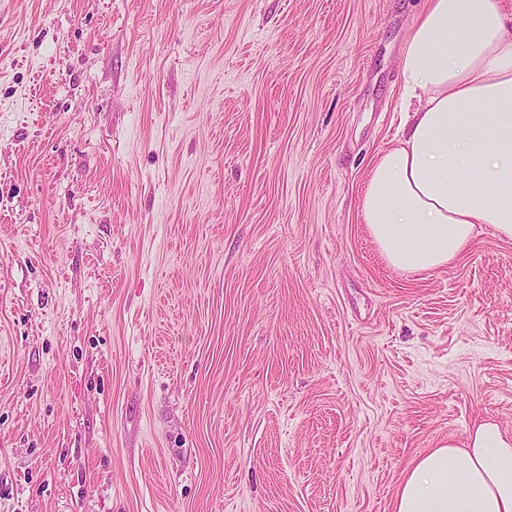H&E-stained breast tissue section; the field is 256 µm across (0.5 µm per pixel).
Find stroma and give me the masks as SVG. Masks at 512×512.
Wrapping results in <instances>:
<instances>
[{
	"instance_id": "obj_1",
	"label": "stroma",
	"mask_w": 512,
	"mask_h": 512,
	"mask_svg": "<svg viewBox=\"0 0 512 512\" xmlns=\"http://www.w3.org/2000/svg\"><path fill=\"white\" fill-rule=\"evenodd\" d=\"M425 0H0V512H390L512 430V240L359 208Z\"/></svg>"
}]
</instances>
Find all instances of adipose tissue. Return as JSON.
<instances>
[{
	"label": "adipose tissue",
	"instance_id": "obj_1",
	"mask_svg": "<svg viewBox=\"0 0 512 512\" xmlns=\"http://www.w3.org/2000/svg\"><path fill=\"white\" fill-rule=\"evenodd\" d=\"M400 76L403 132L373 164L360 204L387 264L447 266L481 224L512 240V9L427 0ZM391 512H512V432L483 419L463 442L417 455Z\"/></svg>",
	"mask_w": 512,
	"mask_h": 512
}]
</instances>
